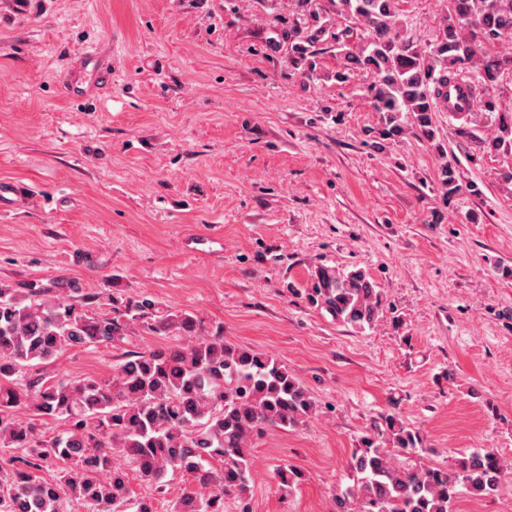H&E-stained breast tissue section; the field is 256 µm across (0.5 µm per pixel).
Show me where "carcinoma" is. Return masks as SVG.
I'll return each instance as SVG.
<instances>
[{
  "mask_svg": "<svg viewBox=\"0 0 512 512\" xmlns=\"http://www.w3.org/2000/svg\"><path fill=\"white\" fill-rule=\"evenodd\" d=\"M303 17L282 27L288 53L307 73L326 45L343 55L336 82L353 72L370 77L368 97L380 114L384 140L415 128L432 141L433 112L448 84L472 70L481 81L477 111L456 112L459 133L485 115L495 135L479 138L488 154L512 155V110L498 88L512 72V0H446L442 35L423 48L396 28L402 0H301ZM444 199L459 190L458 170L438 173ZM307 302L336 321L364 330L382 312V296L361 269L319 265L304 288ZM29 298L0 282V448H19L12 473L0 479V512H67L73 500L89 512H155L169 472L183 471L211 487L207 498L187 491L172 512H224L234 499L248 512L245 494L252 440L269 430L302 425L316 401L297 375L272 357L224 341L187 312L161 308L143 297H110L107 310H87L72 297L36 285ZM169 333L183 343L123 353L108 380L58 381L44 367L67 350L102 343L119 347L134 331ZM53 418L65 429L42 436L35 419ZM420 432L392 414L370 425L350 462L353 485L336 495V512H454L460 491L489 495L512 475V464L492 451H474L446 467L421 462ZM49 458L63 462L53 481L38 475ZM149 494L130 496L128 471ZM293 489L302 478L292 467L277 472Z\"/></svg>",
  "mask_w": 512,
  "mask_h": 512,
  "instance_id": "obj_1",
  "label": "carcinoma"
}]
</instances>
